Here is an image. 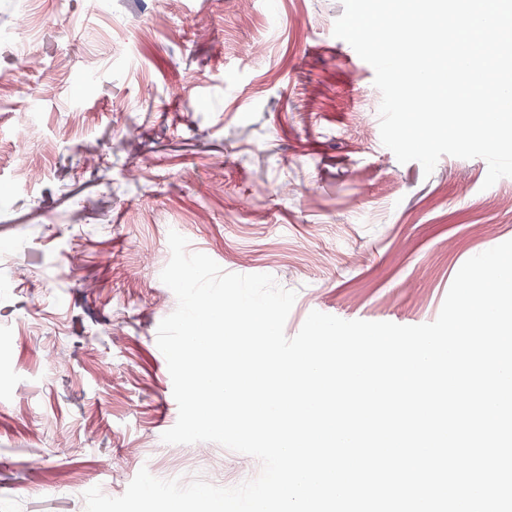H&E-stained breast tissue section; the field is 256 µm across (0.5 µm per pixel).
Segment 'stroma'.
Masks as SVG:
<instances>
[{
	"label": "stroma",
	"instance_id": "1",
	"mask_svg": "<svg viewBox=\"0 0 512 512\" xmlns=\"http://www.w3.org/2000/svg\"><path fill=\"white\" fill-rule=\"evenodd\" d=\"M342 12L0 0V282L13 285L0 296V512H85L87 487L121 496L143 468L223 487L259 474L218 444L161 439L178 418L156 342L177 306L160 279L172 225L223 270L295 291L290 337L314 310L433 322L464 262L512 240V178L484 187L481 159L452 156L428 175L363 138L381 94L333 35Z\"/></svg>",
	"mask_w": 512,
	"mask_h": 512
}]
</instances>
